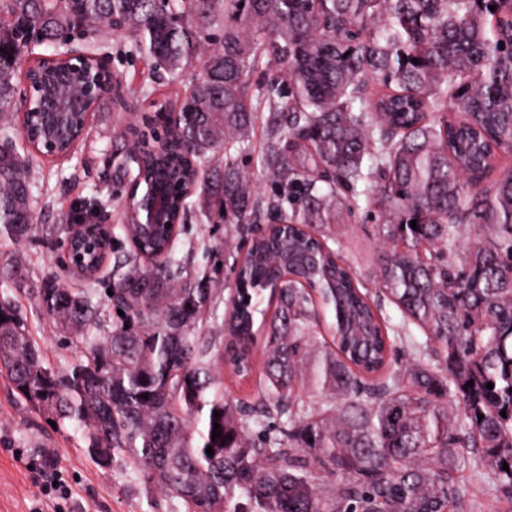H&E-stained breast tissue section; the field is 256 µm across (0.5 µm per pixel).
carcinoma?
<instances>
[{"label":"carcinoma","mask_w":512,"mask_h":512,"mask_svg":"<svg viewBox=\"0 0 512 512\" xmlns=\"http://www.w3.org/2000/svg\"><path fill=\"white\" fill-rule=\"evenodd\" d=\"M108 30L128 32L126 54L154 73L201 61L193 88L165 101L181 114L171 137L192 159L180 177L211 206L237 224L261 209L273 221L238 254L224 320L237 376L252 374L259 334L262 369L251 402L224 400L200 334L210 280L181 281L176 244L136 242L127 224L107 296L124 316L108 335L90 289L54 276L35 291L56 328L86 342L83 360L44 367L23 320L0 308V367L17 391L83 423L99 461L128 456L186 512H467L461 481L476 469L512 502V176L474 190L512 150V0H0V117H17L29 36ZM264 57L287 80L254 103ZM113 79L131 99L153 93ZM264 107L263 165L279 188L268 201L232 156ZM11 134L0 125V232L20 242L39 157ZM220 150L222 179L208 169ZM361 182L390 245L376 279L403 315L396 328L323 233ZM320 304L334 322L317 337ZM404 347L415 357L402 364ZM299 384L316 400L291 401Z\"/></svg>","instance_id":"cac0c4a2"}]
</instances>
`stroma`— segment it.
I'll return each instance as SVG.
<instances>
[{"label":"stroma","instance_id":"obj_1","mask_svg":"<svg viewBox=\"0 0 512 512\" xmlns=\"http://www.w3.org/2000/svg\"><path fill=\"white\" fill-rule=\"evenodd\" d=\"M151 110L146 102H126L118 96L102 101L93 112L88 134L68 157L43 162L33 177L31 206L38 217L33 236L15 242L0 234V304L10 305L24 319L40 348L45 367L63 371L84 355L81 338L59 333L41 312L32 288L46 277L58 276L61 284H77L76 276L62 272L61 251L54 230L75 201L98 198L114 235H121L122 193L127 181L118 179L121 156L142 129ZM269 117L260 111L255 121L251 149L239 155L240 170L249 172L257 193L268 199L277 191L261 156L263 131ZM330 230L332 246L339 250L369 291H376L378 257L382 252L375 211L359 199L352 213L343 215ZM227 232L218 210L204 209L197 194L187 199V219L177 244L183 274L215 273L220 291L213 313L205 324L206 335L224 346L222 324L232 286L235 248L226 244ZM51 456L66 481L71 497L68 512H185L184 505L161 495L144 473L123 454L100 463L88 447L84 426L73 420L50 422L37 406L16 391L6 373L0 372V512H41L46 498L30 461Z\"/></svg>","mask_w":512,"mask_h":512}]
</instances>
